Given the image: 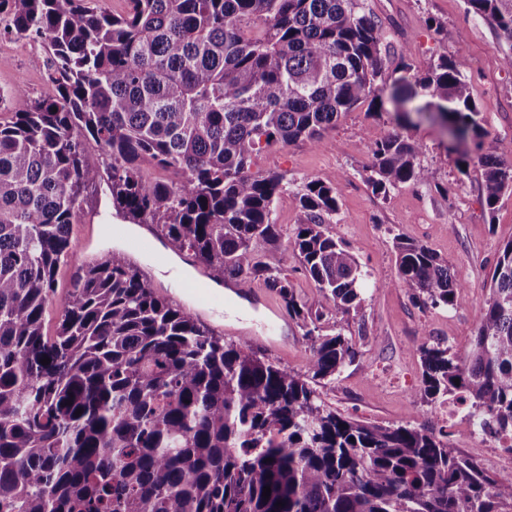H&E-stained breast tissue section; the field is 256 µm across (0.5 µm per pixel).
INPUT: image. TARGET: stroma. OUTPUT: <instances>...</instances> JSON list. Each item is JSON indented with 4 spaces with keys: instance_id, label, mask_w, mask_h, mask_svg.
Instances as JSON below:
<instances>
[{
    "instance_id": "obj_1",
    "label": "stroma",
    "mask_w": 512,
    "mask_h": 512,
    "mask_svg": "<svg viewBox=\"0 0 512 512\" xmlns=\"http://www.w3.org/2000/svg\"><path fill=\"white\" fill-rule=\"evenodd\" d=\"M367 7L392 41L405 49V60L411 66L402 74L394 63H387L386 83L401 77L415 82L440 57H448L469 83L486 145L492 146L499 159L512 163V70L503 64L508 48L494 26L468 14L465 0H367ZM40 55L35 42L0 35V89L9 94L0 121L53 94L54 84ZM393 133L420 145L417 160L428 169L430 178L427 183L381 195L366 181L371 156L365 142ZM251 171L256 175L284 173L293 187L309 177L335 185L338 211L330 229L350 244L369 279L358 315L348 317L333 305L325 307L324 332L341 325L360 354L319 393L326 405L341 413L377 423L401 421L415 403L420 384L417 339L426 333L446 340L458 354L470 349L476 319L489 296L495 258L500 247L512 240V194L503 198L495 213H488L477 156L460 162L437 126L424 119L401 126L394 111L365 104L343 116L316 144L265 147L254 157ZM82 206L99 209L107 225L119 223L104 189L85 191ZM122 226L124 235L101 234L93 252L105 259L133 261L158 294L188 305L182 287L163 270L174 247L131 260L127 240L137 234L138 227L128 222ZM398 235L427 245L447 261L463 286L454 306L421 309L397 287L393 239ZM82 238L81 224H74L71 249L75 256L57 270L51 312L45 318L47 335L55 334L76 269L85 262L79 252ZM282 324L288 345L266 350V357L306 371L309 349L301 325L288 317Z\"/></svg>"
}]
</instances>
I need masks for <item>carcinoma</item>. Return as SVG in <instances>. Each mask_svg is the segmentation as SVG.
Returning a JSON list of instances; mask_svg holds the SVG:
<instances>
[{"label": "carcinoma", "instance_id": "cac0c4a2", "mask_svg": "<svg viewBox=\"0 0 512 512\" xmlns=\"http://www.w3.org/2000/svg\"><path fill=\"white\" fill-rule=\"evenodd\" d=\"M466 4L509 44L512 69V0ZM3 14L5 32L46 45L55 94L0 121V512H512V479L414 424L416 411L383 425L321 400L316 386L358 348L340 328L322 333L323 304L302 301L287 269L299 258L336 310L361 308L368 273L329 230L336 187L299 184L305 222L275 265L258 255L278 248L273 204L288 179L253 175L254 156L315 144L342 114L383 106L385 61L409 68L365 0H128L122 14L105 0H0ZM417 85L393 100L420 95L416 114L459 145L477 140L494 211L512 165L484 148L467 82L445 57ZM367 149L374 191L428 181L420 146L402 136ZM145 160L177 181L145 180ZM104 179L117 215L155 225L212 279L275 290L304 329L308 370L224 341L114 259L78 267L45 335L82 195ZM394 249L415 305H455L462 285L447 262L399 235ZM416 351L421 405L461 401L458 435L512 441V240L468 353L427 334Z\"/></svg>", "mask_w": 512, "mask_h": 512}]
</instances>
